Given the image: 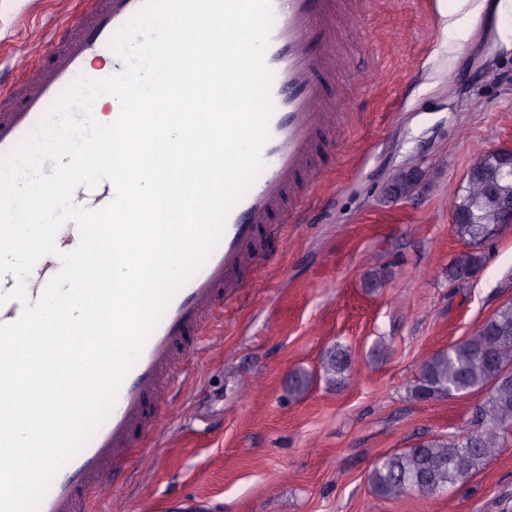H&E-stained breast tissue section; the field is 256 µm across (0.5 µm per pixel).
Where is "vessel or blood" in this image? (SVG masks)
Masks as SVG:
<instances>
[{
    "label": "vessel or blood",
    "mask_w": 512,
    "mask_h": 512,
    "mask_svg": "<svg viewBox=\"0 0 512 512\" xmlns=\"http://www.w3.org/2000/svg\"><path fill=\"white\" fill-rule=\"evenodd\" d=\"M75 17L47 30L48 61L24 80L0 83V160L38 128L76 81L101 79L123 69L111 44L147 0H73ZM273 24L265 62L273 78L270 138L261 152V180L230 210L203 264L175 292L125 373L114 402L84 445L54 475L38 512H97L102 491L127 471L140 437L156 420L160 399L178 380L177 366L206 335L225 298L248 287L258 255V229L287 223L319 181L313 156L320 135L335 136V102L324 85L335 83L332 61L341 11L336 0H271ZM115 190L82 188L84 205L108 204Z\"/></svg>",
    "instance_id": "b4317fda"
}]
</instances>
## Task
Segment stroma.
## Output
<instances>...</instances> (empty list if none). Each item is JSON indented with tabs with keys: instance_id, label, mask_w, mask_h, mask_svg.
I'll list each match as a JSON object with an SVG mask.
<instances>
[{
	"instance_id": "obj_1",
	"label": "stroma",
	"mask_w": 512,
	"mask_h": 512,
	"mask_svg": "<svg viewBox=\"0 0 512 512\" xmlns=\"http://www.w3.org/2000/svg\"><path fill=\"white\" fill-rule=\"evenodd\" d=\"M458 0H359L339 25L355 90L341 132L297 222L267 237L254 285L224 302L221 321L179 370L161 426L141 443L100 512H512V440L484 469L428 498L375 496L367 474L383 454L467 431V395L420 401L421 362L470 336L512 302V228L484 247L476 275L449 284L466 251L451 219L470 166L512 143V12ZM70 0H0V68L42 65L50 22ZM418 169L414 192L386 189ZM379 287H368L372 275ZM348 347L352 371L326 383L324 353ZM309 373L302 397L288 378ZM251 378L260 389L243 394Z\"/></svg>"
}]
</instances>
